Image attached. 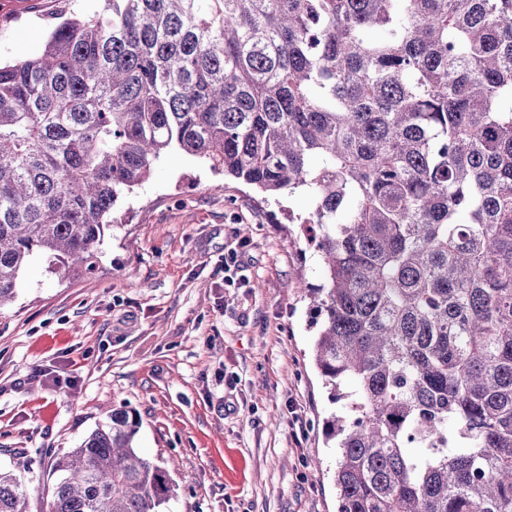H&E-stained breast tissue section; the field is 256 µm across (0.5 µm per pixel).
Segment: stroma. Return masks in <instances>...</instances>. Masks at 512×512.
<instances>
[{"label":"stroma","instance_id":"1","mask_svg":"<svg viewBox=\"0 0 512 512\" xmlns=\"http://www.w3.org/2000/svg\"><path fill=\"white\" fill-rule=\"evenodd\" d=\"M60 8L0 0V62L37 54ZM310 208L172 153L120 196L92 273L28 263L0 310V464L27 453L29 512H48L55 456L109 406L134 410L142 453L167 464L163 512H336L334 406L300 289L324 281Z\"/></svg>","mask_w":512,"mask_h":512}]
</instances>
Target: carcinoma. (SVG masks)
Wrapping results in <instances>:
<instances>
[{"mask_svg":"<svg viewBox=\"0 0 512 512\" xmlns=\"http://www.w3.org/2000/svg\"><path fill=\"white\" fill-rule=\"evenodd\" d=\"M0 63V309L34 256L92 270L120 195L182 152L305 192L336 512H512V0H100ZM123 407L49 512H162ZM0 467V512H29Z\"/></svg>","mask_w":512,"mask_h":512,"instance_id":"obj_1","label":"carcinoma"}]
</instances>
